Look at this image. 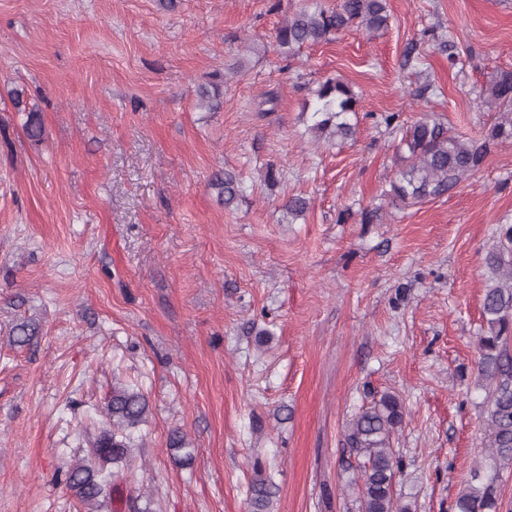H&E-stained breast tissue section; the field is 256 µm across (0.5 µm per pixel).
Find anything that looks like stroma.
<instances>
[{
    "instance_id": "stroma-1",
    "label": "stroma",
    "mask_w": 512,
    "mask_h": 512,
    "mask_svg": "<svg viewBox=\"0 0 512 512\" xmlns=\"http://www.w3.org/2000/svg\"><path fill=\"white\" fill-rule=\"evenodd\" d=\"M306 2L0 0V512H85L55 475L88 457L116 382L151 412L101 512H252L260 478L270 512H359L344 433L386 392L405 410L395 501L456 512L488 450L484 256L512 223V142L440 198L388 191L402 125L493 123L479 91L512 69V0H389L384 32L286 56L275 30ZM328 78L359 94L342 145L304 109ZM210 186L217 191V197L224 201V204L232 203L242 193L237 179L224 172L214 174Z\"/></svg>"
}]
</instances>
